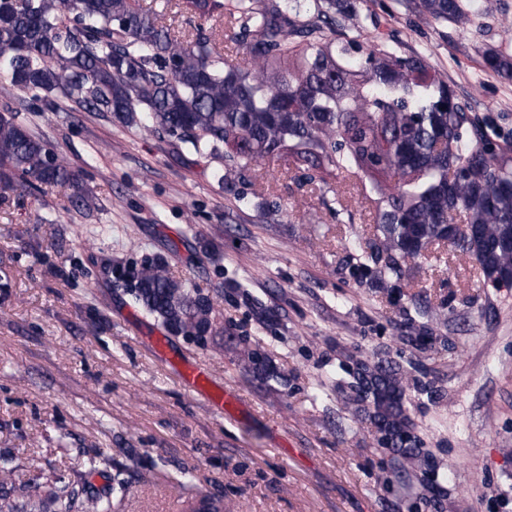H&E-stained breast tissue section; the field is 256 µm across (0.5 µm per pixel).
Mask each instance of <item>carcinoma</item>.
Returning a JSON list of instances; mask_svg holds the SVG:
<instances>
[{
  "mask_svg": "<svg viewBox=\"0 0 512 512\" xmlns=\"http://www.w3.org/2000/svg\"><path fill=\"white\" fill-rule=\"evenodd\" d=\"M224 20L247 61L224 57L202 28L190 35L158 22L139 0H0V76L33 101L110 112L129 126L172 139L177 150L219 163L213 178L235 184L254 166L314 171L319 181L347 173L369 186L375 230L363 264L385 286L430 246L472 255L494 285H512V149L499 148L454 101L421 56L383 44L336 38V14L351 0H184ZM438 22L464 24L475 0H417ZM486 67L512 81V54L490 51ZM42 184L73 190L94 207L71 168L18 115L0 113V191ZM465 228L455 236L448 225ZM131 303L167 336L200 346L220 332L215 299L173 278L161 256L110 271ZM241 361L278 381L259 348ZM346 399L367 403L376 444L396 471L436 473L405 408L409 377L398 366L356 363ZM113 467L101 492L45 482L57 512H113L128 467L102 453L90 467Z\"/></svg>",
  "mask_w": 512,
  "mask_h": 512,
  "instance_id": "obj_1",
  "label": "carcinoma"
}]
</instances>
